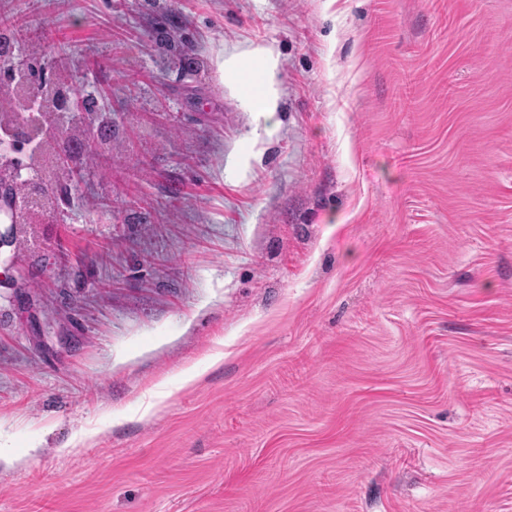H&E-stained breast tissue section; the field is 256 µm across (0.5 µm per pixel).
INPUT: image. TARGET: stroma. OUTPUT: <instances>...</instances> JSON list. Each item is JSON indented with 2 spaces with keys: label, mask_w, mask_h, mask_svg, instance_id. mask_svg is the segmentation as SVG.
Masks as SVG:
<instances>
[{
  "label": "stroma",
  "mask_w": 512,
  "mask_h": 512,
  "mask_svg": "<svg viewBox=\"0 0 512 512\" xmlns=\"http://www.w3.org/2000/svg\"><path fill=\"white\" fill-rule=\"evenodd\" d=\"M1 23L95 119L54 136L70 205L0 249V512H512V0ZM257 48L271 114L214 64ZM248 61L259 69L265 79V91L257 104L264 112H275L276 94L274 91L276 60L264 50H255Z\"/></svg>",
  "instance_id": "35a3bbf8"
}]
</instances>
